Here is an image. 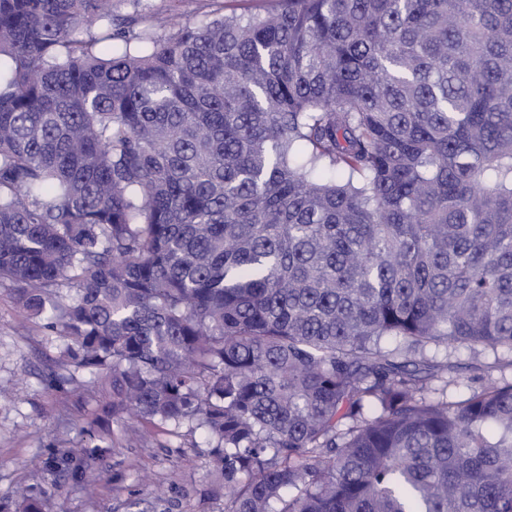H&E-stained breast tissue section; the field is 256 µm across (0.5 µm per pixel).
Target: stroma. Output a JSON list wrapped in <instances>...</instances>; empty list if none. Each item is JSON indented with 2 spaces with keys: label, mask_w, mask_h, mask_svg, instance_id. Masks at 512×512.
Segmentation results:
<instances>
[{
  "label": "stroma",
  "mask_w": 512,
  "mask_h": 512,
  "mask_svg": "<svg viewBox=\"0 0 512 512\" xmlns=\"http://www.w3.org/2000/svg\"><path fill=\"white\" fill-rule=\"evenodd\" d=\"M58 337L43 320L23 319L7 286L0 285V386L19 389L16 402L0 404V504L18 487L53 493L61 512H126V503L150 475L163 491L156 512H224L212 496L202 432L154 428L147 447L116 448L79 470L54 460L85 440L96 408L84 371L58 364ZM464 363L463 383L449 387L452 400L480 390L487 377H511L508 354L449 351Z\"/></svg>",
  "instance_id": "stroma-1"
}]
</instances>
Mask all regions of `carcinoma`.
<instances>
[{
  "label": "carcinoma",
  "mask_w": 512,
  "mask_h": 512,
  "mask_svg": "<svg viewBox=\"0 0 512 512\" xmlns=\"http://www.w3.org/2000/svg\"><path fill=\"white\" fill-rule=\"evenodd\" d=\"M121 5L0 0V283L86 459L187 423L224 512H512V380L429 355L512 354V0ZM221 4H212L205 0H180L176 2L179 5L181 13H184L185 18L190 21H194L201 18V15L205 11H212L220 9L223 6V13H230L236 11L237 13L244 12L248 7H251L255 2L251 1H233V0H222ZM204 3H210V5L201 8ZM223 3V4H222ZM448 357L451 361L459 360L468 366L462 371L463 384L460 387H448V400H458L467 397L473 391L480 390L489 375L496 378L504 376L510 379L512 377L511 369L508 366H503L500 369L491 368L496 364L502 366L511 358L509 354L502 351L494 354L492 351L478 350L475 354H469L467 352L459 353L448 348Z\"/></svg>",
  "instance_id": "1"
}]
</instances>
